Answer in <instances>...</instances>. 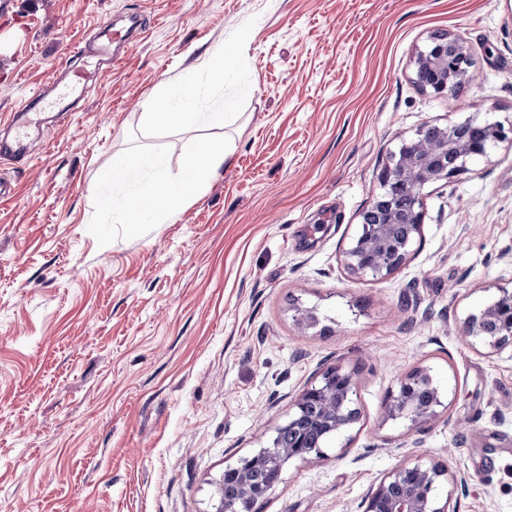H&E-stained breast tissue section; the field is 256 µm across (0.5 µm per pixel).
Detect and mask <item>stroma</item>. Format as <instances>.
Instances as JSON below:
<instances>
[{
  "label": "stroma",
  "mask_w": 512,
  "mask_h": 512,
  "mask_svg": "<svg viewBox=\"0 0 512 512\" xmlns=\"http://www.w3.org/2000/svg\"><path fill=\"white\" fill-rule=\"evenodd\" d=\"M137 16L149 27L127 57L0 163V512H214L224 469L269 447L334 364L356 371L359 423L326 459L287 462L259 512H363L418 457L466 478L437 490L456 512H512V347L464 339L512 287V143L425 186L400 270L358 279L343 263L401 139L512 124V0H0V137L68 48ZM436 32L475 70L442 95L414 74ZM217 47L220 92L195 68ZM176 78L199 83L197 111L227 104L225 127L198 134L234 153L173 222L135 228L100 206L99 176L129 149L181 176L194 135L143 119ZM422 368L436 415L385 420Z\"/></svg>",
  "instance_id": "1"
}]
</instances>
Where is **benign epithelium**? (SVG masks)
Wrapping results in <instances>:
<instances>
[{
    "label": "benign epithelium",
    "instance_id": "1",
    "mask_svg": "<svg viewBox=\"0 0 512 512\" xmlns=\"http://www.w3.org/2000/svg\"><path fill=\"white\" fill-rule=\"evenodd\" d=\"M416 80L420 87L437 94L452 91L472 78V62L467 46L459 38L440 32L433 35L415 58ZM512 142V125L466 120L452 125L425 124L414 136L403 139L391 153L380 176V192L363 214L362 224L351 245L344 251V267L358 277L385 278L409 259L411 248L421 234L424 211L422 190L439 180L452 181L468 171V164L488 156L495 144ZM498 298L466 322V339L491 351L512 346V291L501 288ZM355 372L340 364L320 374L318 383L305 389L294 401L288 424L309 404L317 407L316 425L335 435L348 432L358 421L355 408ZM437 389L428 371L408 374L396 394L386 403L388 420L403 416L414 424L435 415ZM274 473L267 490L279 483L284 461L322 460L323 445L300 446L261 451ZM251 459L240 460L232 468L237 495L220 500L215 512H251L255 493L248 472ZM449 470L420 459L395 467L384 475L365 496L364 512H454L452 498L440 502L436 490Z\"/></svg>",
    "mask_w": 512,
    "mask_h": 512
}]
</instances>
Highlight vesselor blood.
Instances as JSON below:
<instances>
[{
	"instance_id": "vessel-or-blood-1",
	"label": "vessel or blood",
	"mask_w": 512,
	"mask_h": 512,
	"mask_svg": "<svg viewBox=\"0 0 512 512\" xmlns=\"http://www.w3.org/2000/svg\"><path fill=\"white\" fill-rule=\"evenodd\" d=\"M142 28L140 21H133L132 25L125 30H115L111 27H104L97 33L94 42L82 43L68 49L65 62L61 67L68 80L70 90H82L87 88L92 79L83 69L71 66L73 58L99 59L108 58L110 62L117 63L121 60L120 50L130 44ZM43 96L41 92H34L25 104L14 113L11 124L16 129L12 140H0V158L16 159L23 156L26 149V137L30 128L39 126L41 123L40 110Z\"/></svg>"
}]
</instances>
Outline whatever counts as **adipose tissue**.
Listing matches in <instances>:
<instances>
[{
	"instance_id": "ef3b65f1",
	"label": "adipose tissue",
	"mask_w": 512,
	"mask_h": 512,
	"mask_svg": "<svg viewBox=\"0 0 512 512\" xmlns=\"http://www.w3.org/2000/svg\"><path fill=\"white\" fill-rule=\"evenodd\" d=\"M165 87L164 95L147 106L145 117L152 127L192 132L201 126H223V110H194L193 84L169 80ZM232 154V147L226 143L197 141L185 158L183 177L171 180L163 173L158 159L132 151L113 157L101 178L111 186L113 199L123 201L125 223L165 224L179 208L204 191Z\"/></svg>"
}]
</instances>
